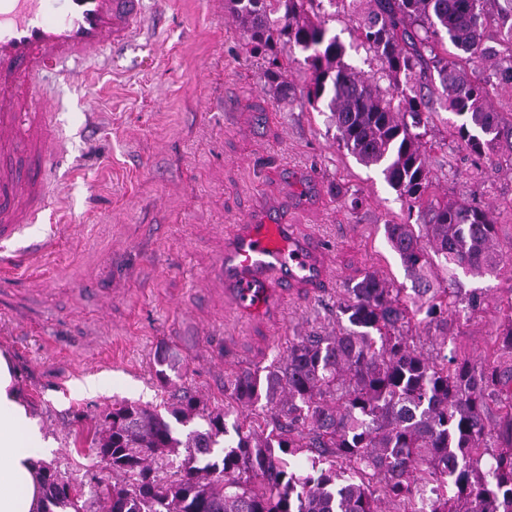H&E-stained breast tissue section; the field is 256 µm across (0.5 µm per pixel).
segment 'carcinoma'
<instances>
[{
	"instance_id": "cac0c4a2",
	"label": "carcinoma",
	"mask_w": 512,
	"mask_h": 512,
	"mask_svg": "<svg viewBox=\"0 0 512 512\" xmlns=\"http://www.w3.org/2000/svg\"><path fill=\"white\" fill-rule=\"evenodd\" d=\"M325 1L346 2L227 0V8L245 54L267 63L263 77L278 93L288 94L278 46L303 54L307 104L329 112L359 163L381 168L407 201L423 199L431 177L421 85L435 80L460 119L461 149L481 158L507 139L512 151V123L490 104L512 87V0L496 10L498 0H370L352 34L380 64L372 75L342 61ZM491 28L504 34L498 49L487 44ZM385 235L411 289L365 274L346 289L336 333L296 336L282 357L224 386L239 407H261L266 427L239 411L205 413L188 394L163 412L113 406L94 443L119 481L97 494V512H381L386 504L512 512V300L483 352L447 354L453 312L461 303L479 311L485 298L475 290L461 298L431 275L436 260L476 276L497 268L490 212L442 200L424 223H388ZM417 325L439 331L436 354L411 336ZM155 364L156 377L169 380L168 352L158 350ZM196 418L205 427L178 438L172 423ZM45 486V512H83L81 497Z\"/></svg>"
}]
</instances>
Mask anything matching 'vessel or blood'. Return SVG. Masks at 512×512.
Listing matches in <instances>:
<instances>
[{
  "mask_svg": "<svg viewBox=\"0 0 512 512\" xmlns=\"http://www.w3.org/2000/svg\"><path fill=\"white\" fill-rule=\"evenodd\" d=\"M147 21L143 0H0V266L28 260L44 240L18 247L51 204L46 168L62 159L45 82L84 78L83 64L111 58ZM319 244L284 224H236L217 269L245 314L297 282L316 283Z\"/></svg>",
  "mask_w": 512,
  "mask_h": 512,
  "instance_id": "1",
  "label": "vessel or blood"
}]
</instances>
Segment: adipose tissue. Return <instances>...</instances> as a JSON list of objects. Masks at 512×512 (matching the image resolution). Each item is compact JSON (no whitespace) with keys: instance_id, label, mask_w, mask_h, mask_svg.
Segmentation results:
<instances>
[{"instance_id":"ef3b65f1","label":"adipose tissue","mask_w":512,"mask_h":512,"mask_svg":"<svg viewBox=\"0 0 512 512\" xmlns=\"http://www.w3.org/2000/svg\"><path fill=\"white\" fill-rule=\"evenodd\" d=\"M16 376L0 353V512H43L41 466L53 443L21 397Z\"/></svg>"}]
</instances>
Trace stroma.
Returning <instances> with one entry per match:
<instances>
[{
    "label": "stroma",
    "mask_w": 512,
    "mask_h": 512,
    "mask_svg": "<svg viewBox=\"0 0 512 512\" xmlns=\"http://www.w3.org/2000/svg\"><path fill=\"white\" fill-rule=\"evenodd\" d=\"M144 9L148 24L131 45L109 64L89 62L87 91L47 85L74 169L51 170L62 217H44L27 236L55 227L60 234L36 269L0 279V350L55 444L48 465L81 492L84 512H96L97 489L116 478L80 437L113 404L160 407L186 390L207 409L223 408L225 382L270 364L289 337L334 334L339 302L366 273L410 287L385 226L423 221L305 103L298 51L279 48L290 61L281 97L264 81V60L244 54L225 0H144ZM327 28L348 65L378 69L356 47L348 13L329 14ZM423 92L429 200L473 202L496 224V274L438 275L487 299L483 311L461 315L448 339L476 354L503 321L501 299L512 295V155L468 157L440 85ZM257 216L322 240L325 278L246 316L214 269L229 225ZM162 346L177 360L165 385L153 365ZM89 377L100 381L92 395L79 389Z\"/></svg>",
    "instance_id": "1"
}]
</instances>
